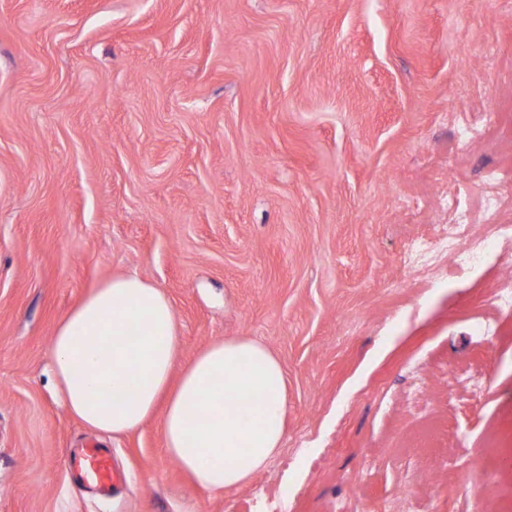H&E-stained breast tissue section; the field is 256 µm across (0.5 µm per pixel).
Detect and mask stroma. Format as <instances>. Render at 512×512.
<instances>
[{"label": "stroma", "mask_w": 512, "mask_h": 512, "mask_svg": "<svg viewBox=\"0 0 512 512\" xmlns=\"http://www.w3.org/2000/svg\"><path fill=\"white\" fill-rule=\"evenodd\" d=\"M452 206L512 225V0H0V512H512V241L404 261ZM127 273L180 363L282 361L284 446L245 486L194 484L159 419L65 407L55 328ZM90 443L109 495L64 466Z\"/></svg>", "instance_id": "stroma-1"}]
</instances>
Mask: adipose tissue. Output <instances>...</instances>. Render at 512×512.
<instances>
[{
  "instance_id": "1",
  "label": "adipose tissue",
  "mask_w": 512,
  "mask_h": 512,
  "mask_svg": "<svg viewBox=\"0 0 512 512\" xmlns=\"http://www.w3.org/2000/svg\"><path fill=\"white\" fill-rule=\"evenodd\" d=\"M173 304L135 274L112 277L57 325L50 353L67 410L126 435L160 417L166 454L202 488L236 489L283 446L287 377L250 338L214 342L183 369Z\"/></svg>"
}]
</instances>
